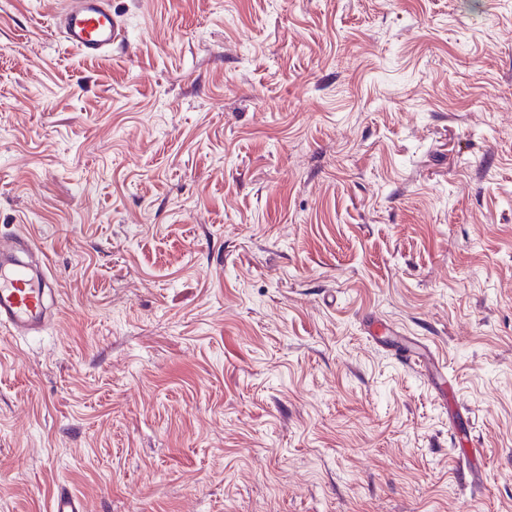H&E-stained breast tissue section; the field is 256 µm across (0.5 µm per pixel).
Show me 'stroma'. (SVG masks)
<instances>
[{"label": "stroma", "mask_w": 512, "mask_h": 512, "mask_svg": "<svg viewBox=\"0 0 512 512\" xmlns=\"http://www.w3.org/2000/svg\"><path fill=\"white\" fill-rule=\"evenodd\" d=\"M0 0V512H512V0ZM431 344L484 449L481 489ZM64 42L86 58L112 54L123 27L105 0H67L59 14ZM34 245L30 235L0 240V328L11 336L40 333L45 327L44 296L50 286L43 271L32 274L23 257ZM392 343L399 361L405 367L423 373L429 381L434 379L439 385L445 384L448 373L427 345L409 336H396Z\"/></svg>", "instance_id": "1"}]
</instances>
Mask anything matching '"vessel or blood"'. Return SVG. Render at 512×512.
Returning <instances> with one entry per match:
<instances>
[{
  "label": "vessel or blood",
  "mask_w": 512,
  "mask_h": 512,
  "mask_svg": "<svg viewBox=\"0 0 512 512\" xmlns=\"http://www.w3.org/2000/svg\"><path fill=\"white\" fill-rule=\"evenodd\" d=\"M59 20L64 42L87 58L110 54L123 39L122 24L108 0H65ZM33 246L28 235L0 240V328L12 336L41 332L47 317L44 296L49 283L44 273H31L24 259ZM394 345L405 367L446 381L447 372L427 345L408 336L396 337Z\"/></svg>",
  "instance_id": "vessel-or-blood-1"
}]
</instances>
